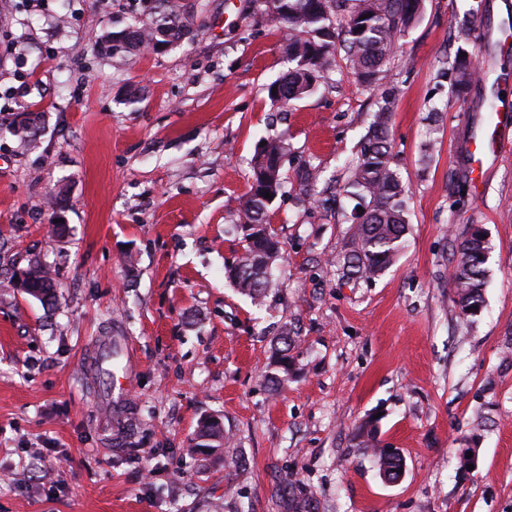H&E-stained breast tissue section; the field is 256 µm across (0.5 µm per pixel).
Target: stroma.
Here are the masks:
<instances>
[{
	"instance_id": "35a3bbf8",
	"label": "stroma",
	"mask_w": 512,
	"mask_h": 512,
	"mask_svg": "<svg viewBox=\"0 0 512 512\" xmlns=\"http://www.w3.org/2000/svg\"><path fill=\"white\" fill-rule=\"evenodd\" d=\"M186 2L191 39L112 55L97 45L138 0H0V122L30 112L39 127L30 146L0 133V512H285L275 485L291 473L318 512H512V122L491 113L512 107V0H424L401 34L385 89L409 230L371 282L341 277L344 186L380 91L339 49L313 94L274 106L266 87L289 69L275 24L254 0ZM461 46L482 68L463 96L442 76ZM269 137L287 147L270 214L283 257L256 306L224 266ZM477 139L495 146L479 178ZM309 167L334 206L307 197ZM472 224L490 257L466 318L448 258ZM33 253L54 306L8 284ZM286 326L298 370L276 391L265 376ZM108 339L131 362L113 420L84 368ZM209 416L233 441L191 453ZM364 422L402 454L398 481L354 439Z\"/></svg>"
}]
</instances>
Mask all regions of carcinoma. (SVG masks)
Returning <instances> with one entry per match:
<instances>
[{
	"mask_svg": "<svg viewBox=\"0 0 512 512\" xmlns=\"http://www.w3.org/2000/svg\"><path fill=\"white\" fill-rule=\"evenodd\" d=\"M263 12L279 25L285 53L295 66L267 89L274 105L286 107L310 94L331 65L336 40H341L346 61L356 81L374 87L389 72L396 50L397 35L417 22L423 0H262ZM193 15L181 9L178 0H148L145 10L131 17L125 26L101 40L99 47L114 54L142 46L171 47L191 33ZM474 58L456 55L447 70L451 88L465 92L475 75ZM394 100L381 97L372 113L361 157L352 166L346 193L358 200L362 210L349 219L344 254V274L366 282L374 280L397 260L407 234L411 193L393 166L389 124ZM22 142L35 139L34 125L23 121L9 126ZM286 147L278 138H268L252 160L249 190L240 205L236 223L229 232L239 240L241 251L225 267V274L252 303L261 306L272 288L270 269L280 257L281 244L268 223L270 206L285 194L282 161ZM270 197H265V193ZM489 243L466 230L454 239L449 263L453 275L448 288L460 312L468 317L481 312L484 303ZM10 283L23 293L49 304L56 285L50 270L38 258L27 259V267ZM295 337L283 330L272 351L269 381L277 386L295 369ZM354 438L372 449L380 474L388 481L399 477L403 457L379 450L373 429L362 424ZM227 443L223 425L209 419L201 425L198 442L191 452L216 450ZM276 493L288 504V512H317L316 498L307 486L290 475L282 479Z\"/></svg>",
	"mask_w": 512,
	"mask_h": 512,
	"instance_id": "cac0c4a2",
	"label": "carcinoma"
}]
</instances>
